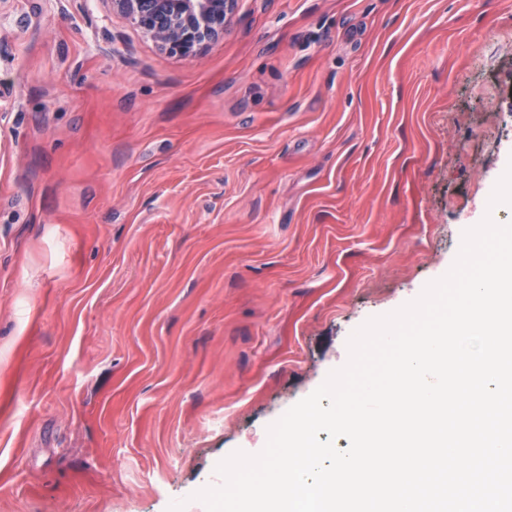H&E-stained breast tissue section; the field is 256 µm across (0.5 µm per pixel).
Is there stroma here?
I'll list each match as a JSON object with an SVG mask.
<instances>
[{"label":"stroma","mask_w":512,"mask_h":512,"mask_svg":"<svg viewBox=\"0 0 512 512\" xmlns=\"http://www.w3.org/2000/svg\"><path fill=\"white\" fill-rule=\"evenodd\" d=\"M511 164L512 0H0V512H206ZM160 49L191 61L223 38L238 0H104Z\"/></svg>","instance_id":"obj_1"}]
</instances>
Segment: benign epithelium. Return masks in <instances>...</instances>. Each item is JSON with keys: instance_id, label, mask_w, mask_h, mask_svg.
I'll use <instances>...</instances> for the list:
<instances>
[{"instance_id": "obj_1", "label": "benign epithelium", "mask_w": 512, "mask_h": 512, "mask_svg": "<svg viewBox=\"0 0 512 512\" xmlns=\"http://www.w3.org/2000/svg\"><path fill=\"white\" fill-rule=\"evenodd\" d=\"M160 49L191 61L224 37L238 0H106Z\"/></svg>"}]
</instances>
